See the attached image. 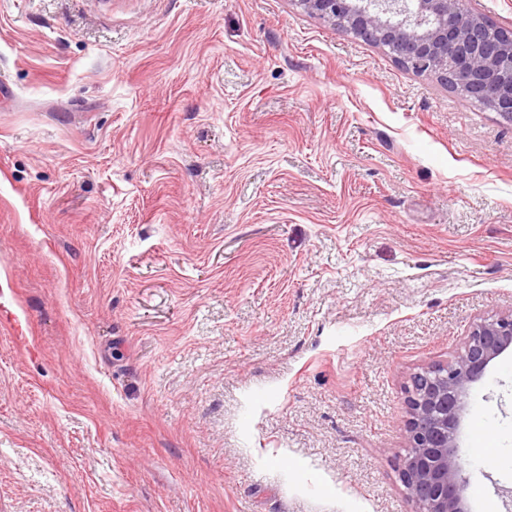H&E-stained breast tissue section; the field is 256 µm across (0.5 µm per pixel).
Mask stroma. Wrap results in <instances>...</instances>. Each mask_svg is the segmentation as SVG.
I'll return each mask as SVG.
<instances>
[{
    "mask_svg": "<svg viewBox=\"0 0 512 512\" xmlns=\"http://www.w3.org/2000/svg\"><path fill=\"white\" fill-rule=\"evenodd\" d=\"M1 73L0 512H411L412 375L512 313V121L291 0H0ZM460 444L512 512V349Z\"/></svg>",
    "mask_w": 512,
    "mask_h": 512,
    "instance_id": "35a3bbf8",
    "label": "stroma"
}]
</instances>
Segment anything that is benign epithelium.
I'll return each instance as SVG.
<instances>
[{"mask_svg":"<svg viewBox=\"0 0 512 512\" xmlns=\"http://www.w3.org/2000/svg\"><path fill=\"white\" fill-rule=\"evenodd\" d=\"M290 2L512 121V30L491 25L466 8L465 0ZM511 347L512 314L484 318L474 323L450 362L411 378L409 446L400 478L413 512H470L457 437L470 388Z\"/></svg>","mask_w":512,"mask_h":512,"instance_id":"benign-epithelium-1","label":"benign epithelium"}]
</instances>
